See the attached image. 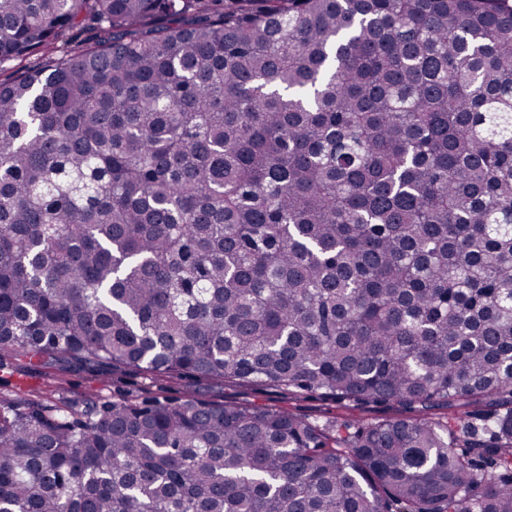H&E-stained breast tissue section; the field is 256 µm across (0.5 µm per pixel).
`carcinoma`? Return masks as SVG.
Masks as SVG:
<instances>
[{
    "instance_id": "1",
    "label": "carcinoma",
    "mask_w": 512,
    "mask_h": 512,
    "mask_svg": "<svg viewBox=\"0 0 512 512\" xmlns=\"http://www.w3.org/2000/svg\"><path fill=\"white\" fill-rule=\"evenodd\" d=\"M5 60L0 366L399 414L0 399V512H512V0H0Z\"/></svg>"
}]
</instances>
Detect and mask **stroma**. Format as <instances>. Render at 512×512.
I'll return each instance as SVG.
<instances>
[{
    "label": "stroma",
    "mask_w": 512,
    "mask_h": 512,
    "mask_svg": "<svg viewBox=\"0 0 512 512\" xmlns=\"http://www.w3.org/2000/svg\"><path fill=\"white\" fill-rule=\"evenodd\" d=\"M35 392L48 394L57 403L75 411L81 410L90 398L100 401L122 396L141 399L165 392L176 397L194 395L219 403L276 405L319 425L336 420H380L389 414L387 408L376 404L350 411L339 404L315 398H290L257 387L224 386L185 376L150 378L137 370L74 367L63 372L54 365L29 364L22 357L7 360L0 366V396L22 399Z\"/></svg>",
    "instance_id": "1"
}]
</instances>
